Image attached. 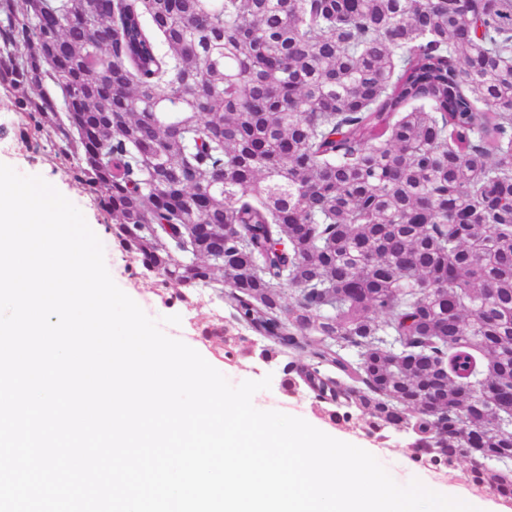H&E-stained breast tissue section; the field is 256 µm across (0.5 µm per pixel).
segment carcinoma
I'll return each mask as SVG.
<instances>
[{
	"mask_svg": "<svg viewBox=\"0 0 512 512\" xmlns=\"http://www.w3.org/2000/svg\"><path fill=\"white\" fill-rule=\"evenodd\" d=\"M0 91L225 355L512 502V0H0Z\"/></svg>",
	"mask_w": 512,
	"mask_h": 512,
	"instance_id": "cac0c4a2",
	"label": "carcinoma"
}]
</instances>
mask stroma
<instances>
[{
  "instance_id": "obj_1",
  "label": "stroma",
  "mask_w": 512,
  "mask_h": 512,
  "mask_svg": "<svg viewBox=\"0 0 512 512\" xmlns=\"http://www.w3.org/2000/svg\"><path fill=\"white\" fill-rule=\"evenodd\" d=\"M0 163L24 175L41 176L80 209L103 246L112 253L111 276L115 284L146 310L152 319L180 316V324L170 326V334L198 351L231 384L270 378V388L256 393L257 402L273 405L276 411L302 418L333 438L366 449L398 484L405 485L416 478L446 487L455 496L482 505L485 512H512V503L500 499L491 490L476 488L468 481L463 468L440 470L415 462L409 449V435L395 432L385 441L379 442L367 436L355 424L332 421L327 414L312 405L304 392L283 388L282 361L266 363L256 358L234 361L225 359L223 352L218 351L214 341L207 337L209 331L220 325L224 313L222 302L204 293L199 296L195 306L188 307L172 299L170 292L155 290L147 281L132 276L135 262L122 251L111 233L106 231L103 216L93 197L75 183L63 168L49 162L45 152L36 153L26 147L17 124L16 112L10 100L3 97H0Z\"/></svg>"
}]
</instances>
